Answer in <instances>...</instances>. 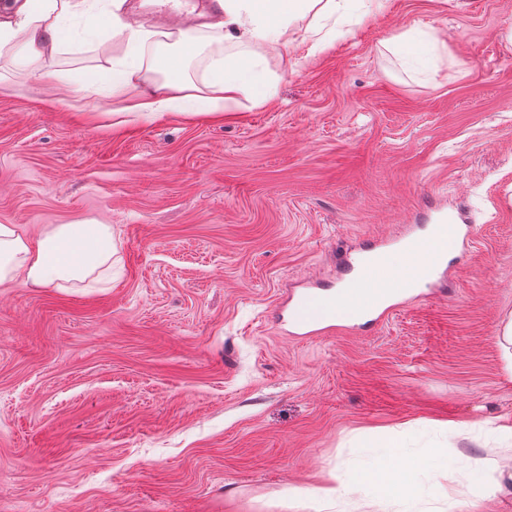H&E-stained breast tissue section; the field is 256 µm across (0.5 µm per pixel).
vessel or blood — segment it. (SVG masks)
I'll use <instances>...</instances> for the list:
<instances>
[{
    "label": "vessel or blood",
    "instance_id": "1",
    "mask_svg": "<svg viewBox=\"0 0 512 512\" xmlns=\"http://www.w3.org/2000/svg\"><path fill=\"white\" fill-rule=\"evenodd\" d=\"M420 225L409 227L399 240L379 238L365 251L374 256L371 264L343 259L342 278L348 286L336 292L318 286L295 291L280 310V319L290 335L311 338L339 331L377 326L401 306L412 288L411 282L392 285L387 274L377 272L375 262L386 257L395 242L406 243L414 255L420 278L437 285L448 273L449 250H463L472 244V227L463 212L442 216L435 239H428Z\"/></svg>",
    "mask_w": 512,
    "mask_h": 512
}]
</instances>
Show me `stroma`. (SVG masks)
Returning a JSON list of instances; mask_svg holds the SVG:
<instances>
[{"instance_id":"35a3bbf8","label":"stroma","mask_w":512,"mask_h":512,"mask_svg":"<svg viewBox=\"0 0 512 512\" xmlns=\"http://www.w3.org/2000/svg\"><path fill=\"white\" fill-rule=\"evenodd\" d=\"M88 25L43 76L0 57V224H108L118 259L99 288L0 286V512H280L384 439L451 461L389 512H512L473 465L512 419V0H384L322 52L292 28L261 52L272 98L221 118L117 121L137 95L84 89L119 52ZM416 26L446 42L426 74L382 45ZM434 205L474 234L447 293L278 330L288 290L339 285L341 255Z\"/></svg>"}]
</instances>
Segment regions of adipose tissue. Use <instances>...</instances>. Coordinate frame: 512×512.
Listing matches in <instances>:
<instances>
[{
	"label": "adipose tissue",
	"instance_id": "ef3b65f1",
	"mask_svg": "<svg viewBox=\"0 0 512 512\" xmlns=\"http://www.w3.org/2000/svg\"><path fill=\"white\" fill-rule=\"evenodd\" d=\"M354 0H218L219 10L200 24L209 40L228 43L230 53L211 58L202 88L190 93L187 65L201 48L198 36L180 26L158 30L127 17L126 0H111L102 14L95 0H8L0 8V54H13L19 64L38 68L58 53L63 45L67 19L96 14L99 25L111 31L125 46L122 57L112 61L108 97L123 96L128 88L140 89L137 100L127 108L129 120H151L177 111L188 117L215 115L233 109L240 97L268 99L272 84L266 78L259 47L280 42L289 27L307 19L305 37L322 51L331 46L333 34L323 22L353 9ZM174 44L175 52L156 66L145 56L150 44ZM387 49L413 67L425 70L443 59L444 44L435 35L414 27L386 41ZM161 71L162 80L152 77ZM117 252L108 224L84 222L55 224L38 236L28 235L17 224H0V285L23 280L31 288H63L67 284L95 279L111 269ZM498 442L486 456L474 462L477 471L493 478L494 490H501L498 475L512 474V423L489 424ZM448 462V455L435 451L409 459L398 447L385 446L367 468L351 471L332 468L321 482L299 489L288 498L289 512H327L337 500L358 498L370 512L386 499L411 496L414 472Z\"/></svg>",
	"mask_w": 512,
	"mask_h": 512
}]
</instances>
